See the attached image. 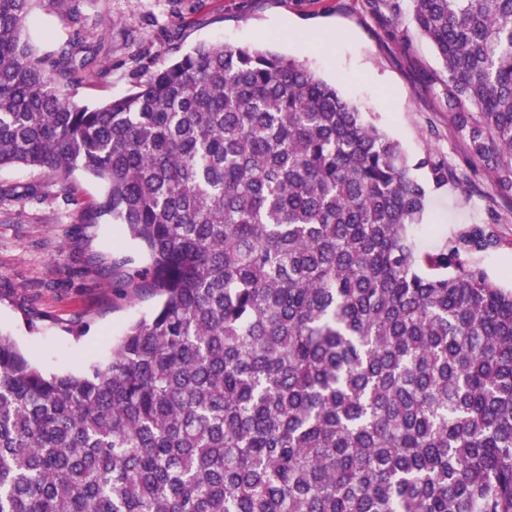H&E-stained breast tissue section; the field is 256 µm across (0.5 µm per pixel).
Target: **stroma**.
Returning <instances> with one entry per match:
<instances>
[{
	"label": "stroma",
	"mask_w": 512,
	"mask_h": 512,
	"mask_svg": "<svg viewBox=\"0 0 512 512\" xmlns=\"http://www.w3.org/2000/svg\"><path fill=\"white\" fill-rule=\"evenodd\" d=\"M42 53L71 35L99 45L75 99L101 103L134 92L140 81L192 47L241 45L302 62L399 142L411 161L434 155L452 173L429 193L420 234L436 250L474 224L497 239L478 261L490 279L512 286V194L467 155L448 109L447 74L409 10L393 15L383 0H38L28 23ZM58 195L46 172L0 168V333L47 374L108 364L112 342L149 312L154 298L118 289L115 273L141 267L138 245L117 224L82 221L99 182L71 178ZM37 197H25L28 186Z\"/></svg>",
	"instance_id": "stroma-1"
}]
</instances>
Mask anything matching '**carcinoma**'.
I'll list each match as a JSON object with an SVG mask.
<instances>
[{"instance_id": "1", "label": "carcinoma", "mask_w": 512, "mask_h": 512, "mask_svg": "<svg viewBox=\"0 0 512 512\" xmlns=\"http://www.w3.org/2000/svg\"><path fill=\"white\" fill-rule=\"evenodd\" d=\"M0 0V167L81 171L160 298L105 367L46 375L0 334V512H512V290L472 225L411 234L448 165L299 61L200 44L73 100L94 49L39 54ZM466 151L512 191V0H410ZM472 100L481 120L458 109Z\"/></svg>"}]
</instances>
